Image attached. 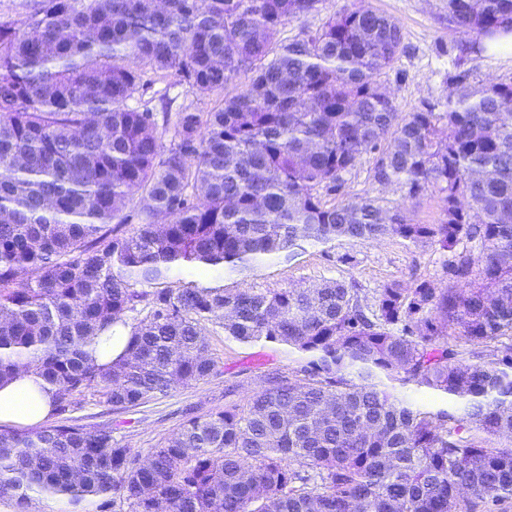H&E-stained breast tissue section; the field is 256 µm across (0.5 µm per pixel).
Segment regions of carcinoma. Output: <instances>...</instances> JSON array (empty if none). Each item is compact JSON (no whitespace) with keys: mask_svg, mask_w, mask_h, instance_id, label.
<instances>
[{"mask_svg":"<svg viewBox=\"0 0 512 512\" xmlns=\"http://www.w3.org/2000/svg\"><path fill=\"white\" fill-rule=\"evenodd\" d=\"M320 2L38 0L23 27L0 22V382L36 372L63 417L0 431V499L16 512L37 497L118 512L512 499V82L474 89L457 69L444 102L402 117L381 81L405 52L387 15L356 7L279 38ZM441 19L463 58L512 32V0H447ZM170 72L197 96L249 83L214 112L129 104ZM368 154L374 183L444 192L443 221L369 193L327 203ZM389 236L450 253L448 286L173 281ZM118 322L128 356L89 363ZM211 325L308 356L302 377L268 375L244 406L189 419L147 467L111 426L65 418L88 392L124 411L210 376ZM385 379L464 414L415 409Z\"/></svg>","mask_w":512,"mask_h":512,"instance_id":"cac0c4a2","label":"carcinoma"}]
</instances>
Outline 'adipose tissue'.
I'll list each match as a JSON object with an SVG mask.
<instances>
[{"label":"adipose tissue","mask_w":512,"mask_h":512,"mask_svg":"<svg viewBox=\"0 0 512 512\" xmlns=\"http://www.w3.org/2000/svg\"><path fill=\"white\" fill-rule=\"evenodd\" d=\"M51 387L32 371H19L0 384V424L35 426L49 417L52 409Z\"/></svg>","instance_id":"adipose-tissue-1"}]
</instances>
